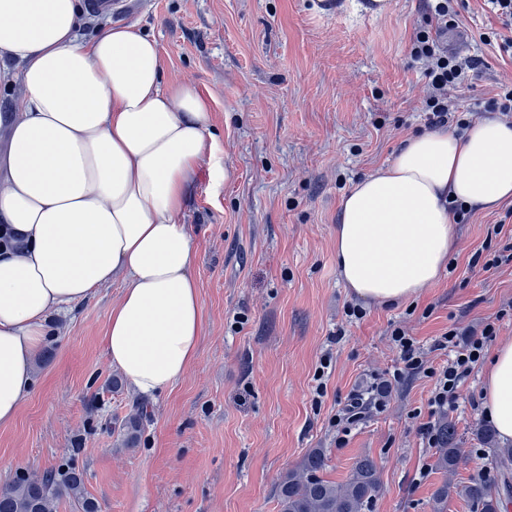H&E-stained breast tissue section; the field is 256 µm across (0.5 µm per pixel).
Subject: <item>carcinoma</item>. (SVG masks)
Listing matches in <instances>:
<instances>
[{
  "mask_svg": "<svg viewBox=\"0 0 512 512\" xmlns=\"http://www.w3.org/2000/svg\"><path fill=\"white\" fill-rule=\"evenodd\" d=\"M150 420L148 406L132 404L131 413L120 422L107 419L106 430H116L121 445L135 448L141 440L145 425ZM441 442L435 449L436 466L448 473L462 461L457 446L455 426L443 420L440 423ZM482 440L490 445V465L497 473V480L490 484L474 478L461 487L445 481L433 494L432 512H445L448 499L457 495L477 507L476 512H500L503 502L512 498V445L495 446L493 429L480 431ZM326 467L325 452L311 450L300 465L285 472L277 485L279 512H367L380 488L377 462L364 456L359 458L342 483L323 477ZM83 473L69 465L46 471L39 478L18 476L0 488V512H55L56 503L66 496L80 512H99V507L84 498Z\"/></svg>",
  "mask_w": 512,
  "mask_h": 512,
  "instance_id": "carcinoma-1",
  "label": "carcinoma"
}]
</instances>
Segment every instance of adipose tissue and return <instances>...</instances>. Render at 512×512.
Wrapping results in <instances>:
<instances>
[{"instance_id":"ef3b65f1","label":"adipose tissue","mask_w":512,"mask_h":512,"mask_svg":"<svg viewBox=\"0 0 512 512\" xmlns=\"http://www.w3.org/2000/svg\"><path fill=\"white\" fill-rule=\"evenodd\" d=\"M78 0H0V57L21 62L22 113L0 179V424L14 421L52 311L124 288L104 336L109 364L144 394L184 377L205 329L182 216L213 163L211 114L195 86L163 85L157 42L136 26L79 38ZM512 198V125L415 135L341 198L336 263L360 298L394 304L438 279L453 242L449 200ZM483 409L512 440V340L493 350Z\"/></svg>"}]
</instances>
